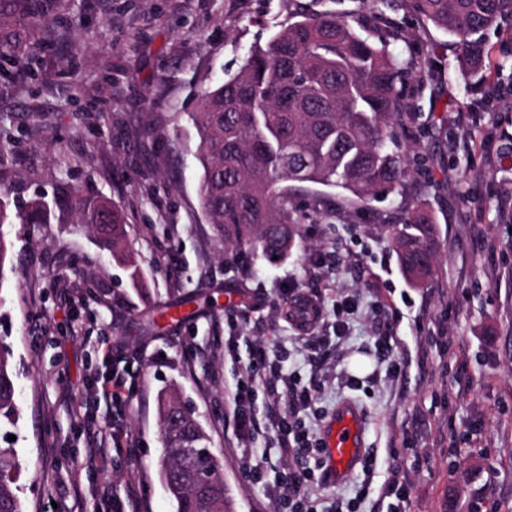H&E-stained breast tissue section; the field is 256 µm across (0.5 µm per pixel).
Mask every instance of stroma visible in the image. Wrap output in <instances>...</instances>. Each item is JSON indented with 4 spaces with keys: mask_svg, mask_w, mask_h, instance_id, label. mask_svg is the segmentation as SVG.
Wrapping results in <instances>:
<instances>
[{
    "mask_svg": "<svg viewBox=\"0 0 512 512\" xmlns=\"http://www.w3.org/2000/svg\"><path fill=\"white\" fill-rule=\"evenodd\" d=\"M374 0H51L16 31L39 33L34 68L0 64V116L13 148L0 164L11 205L55 201L62 184L105 197L125 217L130 263L74 224L0 226L14 267L0 277V344L15 374L20 419L0 432L16 448L23 512H114L99 491L134 488L132 512H176L162 483L159 397L176 392L209 436L228 512H275L239 468L231 397L257 351L277 352L302 380L322 372L321 430L337 405L363 414L381 460L361 512H387L391 473L410 488L406 512H512V95L468 92L450 37L391 0L404 36L390 49L429 58L438 81L409 72L424 124L398 150L414 172L402 191L361 207L311 186L291 254L272 263L225 242L198 198L202 168L185 118L198 93L234 74L297 6L368 16ZM422 199L437 225L432 278L411 286L390 226ZM359 306L344 338L327 317L298 335L286 310L300 295ZM235 323L237 359L224 356ZM394 338L397 378L375 355ZM359 378L360 387L349 386ZM126 388L106 396L114 379ZM124 434L91 462V423ZM398 449L388 457V449Z\"/></svg>",
    "mask_w": 512,
    "mask_h": 512,
    "instance_id": "obj_1",
    "label": "stroma"
}]
</instances>
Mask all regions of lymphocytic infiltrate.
Returning <instances> with one entry per match:
<instances>
[{"instance_id":"1","label":"lymphocytic infiltrate","mask_w":512,"mask_h":512,"mask_svg":"<svg viewBox=\"0 0 512 512\" xmlns=\"http://www.w3.org/2000/svg\"><path fill=\"white\" fill-rule=\"evenodd\" d=\"M261 384L267 387L271 408L267 432L278 450L277 455L291 458L295 463L294 468L281 472L272 481L267 473L273 465V455L251 444L257 428L253 399L256 387ZM319 387V376H311L309 384H301L293 372L284 370L278 361L269 360L262 353L248 369L246 378L235 387L234 429L243 443L239 450L240 467L249 480L266 482L278 512H319V501L313 498L311 488L325 481L319 462L321 443L298 419L300 413L313 406Z\"/></svg>"}]
</instances>
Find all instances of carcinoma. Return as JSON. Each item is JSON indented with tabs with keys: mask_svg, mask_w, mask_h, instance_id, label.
Returning <instances> with one entry per match:
<instances>
[{
	"mask_svg": "<svg viewBox=\"0 0 512 512\" xmlns=\"http://www.w3.org/2000/svg\"><path fill=\"white\" fill-rule=\"evenodd\" d=\"M371 18L387 23L392 39L400 22L375 0ZM424 25L455 39L456 69L473 91L494 72L512 70V59L497 56L484 39L512 21V0H412ZM281 27L264 48L250 51L236 73L202 92L187 116L198 143L203 173L198 188L207 222L224 239L272 262L286 258L310 215L293 208L292 192L310 185L339 189L365 207L399 190L410 176L395 151L416 120L403 92L408 64L389 45L371 41V26L334 12L309 13ZM41 41L0 36V59L32 62ZM57 221L67 219L97 232L117 251L125 235L119 205L63 186L55 202ZM52 211L42 199L10 211L0 199V224H46ZM436 225L426 204L405 211L392 225L391 240L406 277L421 283L434 273ZM14 374L0 345V427L18 426ZM162 454L159 471L176 512H224V480L200 494L196 469L205 463L196 449L208 435L193 413L171 395L159 404ZM20 466L15 450L0 448V512H22L16 494Z\"/></svg>",
	"mask_w": 512,
	"mask_h": 512,
	"instance_id": "obj_1",
	"label": "carcinoma"
}]
</instances>
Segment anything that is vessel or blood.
Instances as JSON below:
<instances>
[{
	"label": "vessel or blood",
	"instance_id": "b4317fda",
	"mask_svg": "<svg viewBox=\"0 0 512 512\" xmlns=\"http://www.w3.org/2000/svg\"><path fill=\"white\" fill-rule=\"evenodd\" d=\"M327 482L346 481L358 468L362 453V413L352 403L337 406L322 433Z\"/></svg>",
	"mask_w": 512,
	"mask_h": 512
}]
</instances>
